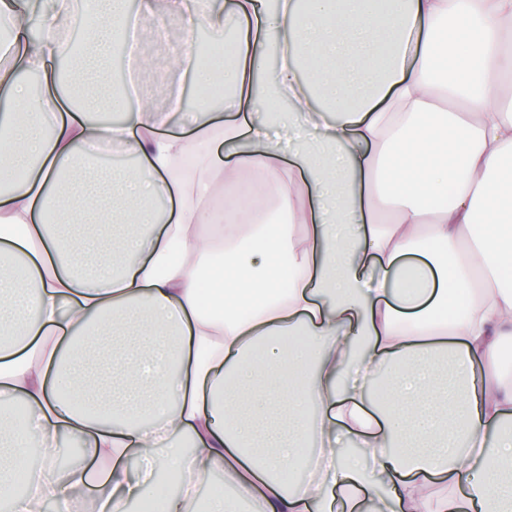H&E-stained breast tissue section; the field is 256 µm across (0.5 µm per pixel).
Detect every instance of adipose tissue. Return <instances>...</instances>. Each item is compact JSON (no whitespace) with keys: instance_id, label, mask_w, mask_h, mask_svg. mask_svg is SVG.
<instances>
[{"instance_id":"ef3b65f1","label":"adipose tissue","mask_w":512,"mask_h":512,"mask_svg":"<svg viewBox=\"0 0 512 512\" xmlns=\"http://www.w3.org/2000/svg\"><path fill=\"white\" fill-rule=\"evenodd\" d=\"M204 3L191 23L235 32L223 70L184 43L140 65L221 81L224 120L107 89L93 107L121 123L87 125L58 82L60 18L80 20L97 79L129 0H46L40 37L0 47V257L18 259L0 276V405L29 414L0 446V502L127 512L166 469V512H512V0ZM189 109L192 136L171 133ZM106 136L138 168L109 193L60 190ZM192 140L223 143L224 167L190 188L170 161ZM227 172L251 180L234 191ZM52 207L95 232L48 233ZM65 437L83 453L62 472ZM215 470L229 489L201 499Z\"/></svg>"}]
</instances>
